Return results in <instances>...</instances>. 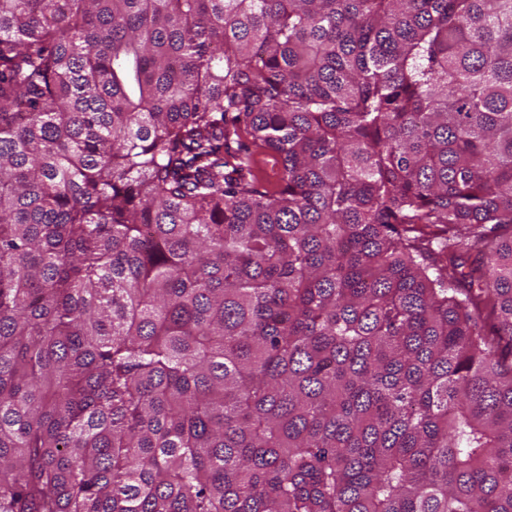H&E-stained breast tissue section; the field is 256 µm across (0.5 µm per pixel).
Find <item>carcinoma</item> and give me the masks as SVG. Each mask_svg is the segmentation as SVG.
I'll return each instance as SVG.
<instances>
[{
    "label": "carcinoma",
    "mask_w": 512,
    "mask_h": 512,
    "mask_svg": "<svg viewBox=\"0 0 512 512\" xmlns=\"http://www.w3.org/2000/svg\"><path fill=\"white\" fill-rule=\"evenodd\" d=\"M0 512H512V0H0Z\"/></svg>",
    "instance_id": "obj_1"
}]
</instances>
